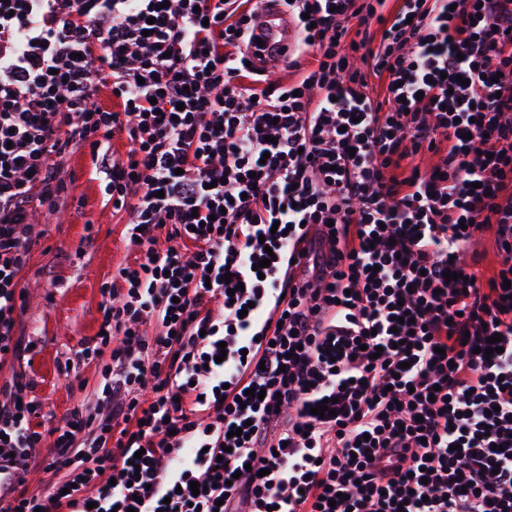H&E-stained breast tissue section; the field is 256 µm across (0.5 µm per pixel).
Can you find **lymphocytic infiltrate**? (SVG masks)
<instances>
[{
  "instance_id": "f902f5d3",
  "label": "lymphocytic infiltrate",
  "mask_w": 512,
  "mask_h": 512,
  "mask_svg": "<svg viewBox=\"0 0 512 512\" xmlns=\"http://www.w3.org/2000/svg\"><path fill=\"white\" fill-rule=\"evenodd\" d=\"M249 2L0 0V369L73 146L135 254L80 405L43 433L0 383V463L59 477L0 512H512V0H289L314 66L271 88ZM486 230L495 265L455 263ZM44 455V447L36 449L35 463L32 464L27 477H25L24 487L28 493L43 494L57 480L51 472L46 470Z\"/></svg>"
}]
</instances>
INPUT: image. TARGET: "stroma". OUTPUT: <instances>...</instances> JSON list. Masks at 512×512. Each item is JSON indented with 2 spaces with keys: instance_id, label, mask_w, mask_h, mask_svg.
I'll return each instance as SVG.
<instances>
[{
  "instance_id": "obj_1",
  "label": "stroma",
  "mask_w": 512,
  "mask_h": 512,
  "mask_svg": "<svg viewBox=\"0 0 512 512\" xmlns=\"http://www.w3.org/2000/svg\"><path fill=\"white\" fill-rule=\"evenodd\" d=\"M62 176L67 197L55 212H35L39 236L20 281L25 293L20 331L35 346L17 369L34 381L43 431L52 427L53 417L78 405L80 394L62 372L66 355L96 335L100 288L119 264L133 259L124 225L103 192L105 176L96 171L89 149L73 148Z\"/></svg>"
}]
</instances>
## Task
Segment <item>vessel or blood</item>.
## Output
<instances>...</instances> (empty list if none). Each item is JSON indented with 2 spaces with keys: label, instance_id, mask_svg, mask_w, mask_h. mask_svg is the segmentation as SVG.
<instances>
[{
  "label": "vessel or blood",
  "instance_id": "b4317fda",
  "mask_svg": "<svg viewBox=\"0 0 512 512\" xmlns=\"http://www.w3.org/2000/svg\"><path fill=\"white\" fill-rule=\"evenodd\" d=\"M258 8L250 23L248 54L256 67L278 69L291 55L299 40V31L282 0H256Z\"/></svg>",
  "mask_w": 512,
  "mask_h": 512
}]
</instances>
